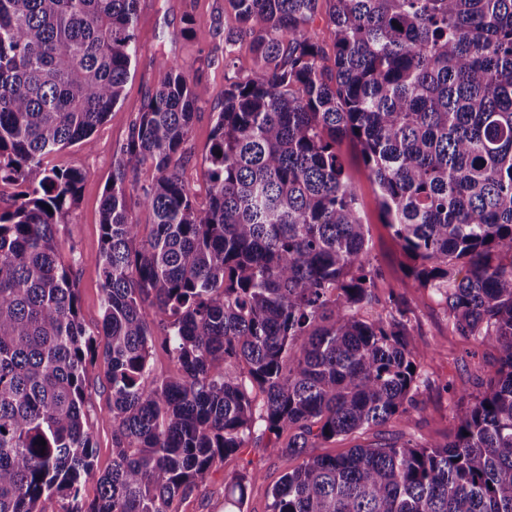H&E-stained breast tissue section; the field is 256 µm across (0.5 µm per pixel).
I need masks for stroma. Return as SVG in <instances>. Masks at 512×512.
I'll list each match as a JSON object with an SVG mask.
<instances>
[{"label":"stroma","instance_id":"obj_1","mask_svg":"<svg viewBox=\"0 0 512 512\" xmlns=\"http://www.w3.org/2000/svg\"><path fill=\"white\" fill-rule=\"evenodd\" d=\"M191 17L215 30V38L204 42L182 36L181 31ZM235 25L236 18L225 0H141L137 19V61L126 85L124 99L98 127L92 148L73 145L47 158L49 165L77 168L87 173L76 205L59 227L64 257L76 259L72 277L80 319L87 332H98L102 323L103 278L96 257L101 245L103 193L112 176L120 144L138 120L149 95L165 76L155 57L158 51H165L178 60L189 80L199 82L206 90V101L195 115L180 167L196 200L205 201V159L217 114L224 107V87L231 73L245 75L253 67L248 44L241 43L233 54L234 70L229 72L224 68L222 32ZM339 152L356 188L363 221L369 228L370 258L383 273L377 293L383 298L390 287L398 288L405 300L409 327L425 350L426 358L422 363L417 409L402 420L322 443L317 452L337 455L353 445L374 443L383 438L416 437L430 444L446 443L457 428L452 391L474 396L480 394V379L494 371L498 353L455 333L444 309L409 277V261L383 222L379 188L363 165L358 147L345 140L340 143ZM104 372L105 364L100 360L87 368V379L93 389L87 410L95 431V468L100 473L112 465V401L108 393L100 389ZM266 444V437L253 435L242 453L217 461L198 489L188 497L174 500L172 512H225L224 479L248 462L259 470L260 477L248 488L243 510L268 512L269 489L283 474L295 468L297 460L287 455L270 454Z\"/></svg>","mask_w":512,"mask_h":512}]
</instances>
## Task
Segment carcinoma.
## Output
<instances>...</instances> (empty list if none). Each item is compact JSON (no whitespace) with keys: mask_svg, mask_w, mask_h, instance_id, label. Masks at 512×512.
I'll list each match as a JSON object with an SVG mask.
<instances>
[{"mask_svg":"<svg viewBox=\"0 0 512 512\" xmlns=\"http://www.w3.org/2000/svg\"><path fill=\"white\" fill-rule=\"evenodd\" d=\"M322 1L331 54L314 28ZM226 2L238 25L224 67L247 40L254 68L224 89L205 207L180 162L206 90L162 52L167 79L118 149L101 205L100 352L57 228L86 172L46 158L91 147L119 103L140 0H0V184L21 188L0 212V512H44L54 496L67 512H172L258 431L301 459L269 512H512V0ZM182 34L214 31L190 18ZM346 138L410 276L499 353L444 445L308 452L417 408L425 359L400 294L376 293ZM143 164L141 184L129 173ZM137 209L153 217L146 237ZM157 329L165 377L150 366ZM100 354L112 467L86 504L85 374ZM256 478L225 480L237 512Z\"/></svg>","mask_w":512,"mask_h":512,"instance_id":"obj_1","label":"carcinoma"}]
</instances>
